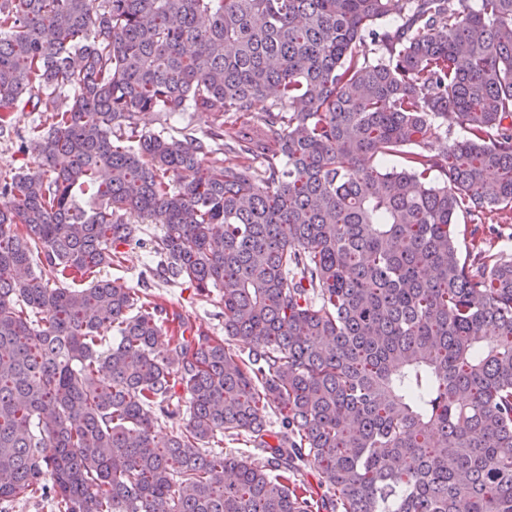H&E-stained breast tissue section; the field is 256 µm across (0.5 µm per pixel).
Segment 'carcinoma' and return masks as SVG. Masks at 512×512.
I'll return each instance as SVG.
<instances>
[{
    "instance_id": "carcinoma-1",
    "label": "carcinoma",
    "mask_w": 512,
    "mask_h": 512,
    "mask_svg": "<svg viewBox=\"0 0 512 512\" xmlns=\"http://www.w3.org/2000/svg\"><path fill=\"white\" fill-rule=\"evenodd\" d=\"M20 105L41 163L0 172V501L512 512V257L484 227L512 220V0H0V137ZM128 212L165 228L141 277L220 288L224 337L161 354L149 294L55 286L145 244Z\"/></svg>"
}]
</instances>
